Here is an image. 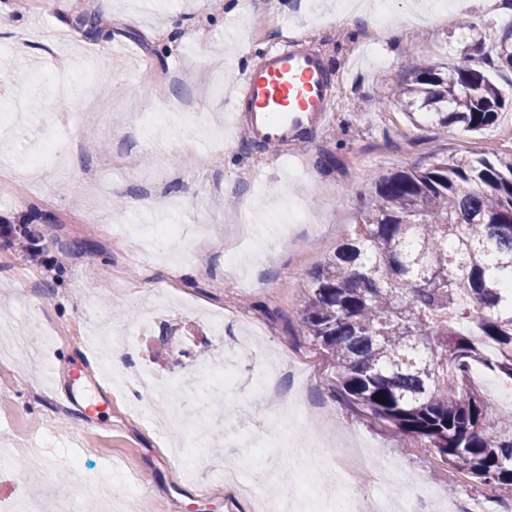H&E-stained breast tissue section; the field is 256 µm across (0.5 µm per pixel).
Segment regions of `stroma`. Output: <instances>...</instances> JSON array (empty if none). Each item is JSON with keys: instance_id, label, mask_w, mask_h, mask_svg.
Listing matches in <instances>:
<instances>
[{"instance_id": "stroma-1", "label": "stroma", "mask_w": 512, "mask_h": 512, "mask_svg": "<svg viewBox=\"0 0 512 512\" xmlns=\"http://www.w3.org/2000/svg\"><path fill=\"white\" fill-rule=\"evenodd\" d=\"M253 0L230 11L225 0H0V92L20 100L32 123L24 140L0 135V224L30 229L39 252L0 239V456L26 458L40 449V481L17 488L56 512L76 491L70 456L82 457L87 482L112 478L111 501L98 512H336L331 488L350 448L380 462L358 471L350 494L377 487L400 500L420 493L419 512H444L443 498L468 512H512V503L479 492L466 471L448 465L423 442L335 393L334 370L303 336L298 320L309 274L359 223L375 177L427 165L436 155L512 153V70L485 67L509 104L480 133L412 122L391 93L407 62L456 64L461 46L473 59L492 54L511 14L484 0L431 12L420 0H390L398 40L370 42L363 20L340 22L345 0ZM88 10L107 20L111 37H85L73 25ZM182 27L168 31L169 12ZM324 30L331 77H343L332 122L287 149L253 146L235 123L244 102L226 75L256 65L265 49ZM26 53H19V46ZM57 60L84 83L60 102L31 96L28 77ZM202 115V128L177 129L179 106ZM121 170L97 203L89 177L105 159ZM206 226L223 238L226 224L262 225L260 249L239 248L235 267L223 249L205 259L166 262L153 255L137 224ZM101 301L93 327L136 336V315L157 306L152 342L137 359L160 377L191 373L229 355L236 385L192 430L161 434L166 397L118 395L97 366L98 351L72 339L85 314L83 294ZM221 312L214 338L207 311ZM281 360L282 400L263 403L253 389L268 360ZM149 478L150 494L129 496L123 477Z\"/></svg>"}]
</instances>
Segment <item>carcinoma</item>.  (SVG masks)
Wrapping results in <instances>:
<instances>
[{"label":"carcinoma","mask_w":512,"mask_h":512,"mask_svg":"<svg viewBox=\"0 0 512 512\" xmlns=\"http://www.w3.org/2000/svg\"><path fill=\"white\" fill-rule=\"evenodd\" d=\"M512 67V29L496 46ZM393 102L478 132L505 104L470 64L413 61ZM512 154L436 156L379 176L352 235L309 275L301 329L353 403L427 444L474 485L512 501V410L472 383L512 384Z\"/></svg>","instance_id":"obj_1"}]
</instances>
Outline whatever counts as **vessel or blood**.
<instances>
[{
	"instance_id": "obj_1",
	"label": "vessel or blood",
	"mask_w": 512,
	"mask_h": 512,
	"mask_svg": "<svg viewBox=\"0 0 512 512\" xmlns=\"http://www.w3.org/2000/svg\"><path fill=\"white\" fill-rule=\"evenodd\" d=\"M230 85L246 104L245 128L261 144L296 145L324 128L336 109L323 56L299 44L268 48Z\"/></svg>"
}]
</instances>
